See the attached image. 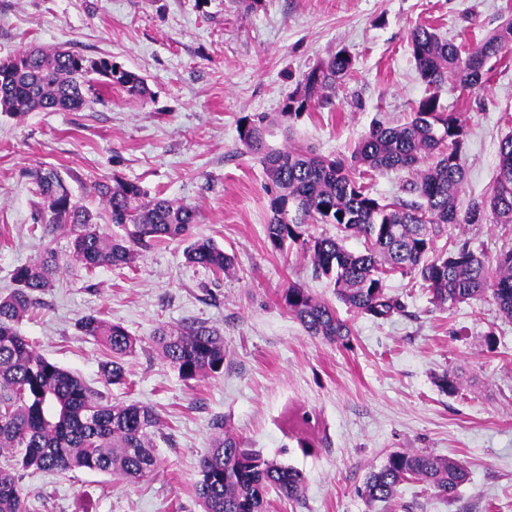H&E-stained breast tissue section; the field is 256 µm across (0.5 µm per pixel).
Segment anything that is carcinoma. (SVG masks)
Wrapping results in <instances>:
<instances>
[{
    "mask_svg": "<svg viewBox=\"0 0 512 512\" xmlns=\"http://www.w3.org/2000/svg\"><path fill=\"white\" fill-rule=\"evenodd\" d=\"M411 54L426 84V95L411 107L409 119L396 126L374 124L348 158H329L288 143L269 149L266 116H245L238 126L242 147L256 155L270 191L271 216L266 226L271 248L294 247L308 259L316 275L333 284L336 298L362 315L388 320L404 312V304L387 291L386 280L399 273L414 275L438 306H454L488 296L498 312L512 318V249L500 254L495 272L468 242L436 250V241L456 224H512V135L499 148L489 196L460 208L467 170L463 162L466 124L462 115L441 102L452 80L463 88L481 87L494 66L512 54V19L467 52L440 37L426 23L411 31ZM354 68L345 49L302 75L288 95L281 117L303 116L316 98L336 89ZM118 87L131 100L149 95L146 79L115 70L110 59H91L63 47H29L0 60V112L22 117L29 112H79L97 86ZM403 171L402 191L410 198L375 197L366 177ZM36 185L37 222L43 233L67 234L71 258L91 274L101 267L123 268L143 252L165 242L186 241L188 263L221 279L234 266V256L214 240L193 234L197 207L160 195L150 196L136 182L117 174L94 182L102 212L75 200L57 169L30 172ZM113 224L112 235L101 223ZM312 224H332L363 240L364 249L348 250L342 240L309 231ZM68 263L47 247L36 260L16 266L15 285L0 295V512H29L19 485L29 469L61 473H108L130 482L151 476L158 460L153 441L160 422L153 409L138 403H115L81 377L50 360L18 331L38 297L54 286ZM280 301L310 336L344 341L352 335L334 307L306 288L290 284ZM81 335L106 350L100 362L106 386L127 382L128 358L142 340L119 323L95 311L78 323ZM156 354L185 381H201L224 371L221 330L202 321L160 325L153 336ZM217 434L199 462L193 494L202 512H269L270 491L299 501L304 476L297 469L265 458L213 422ZM468 480L457 460L405 449L389 454L366 475L358 493L368 502L391 501L400 485L423 482L436 496L453 501Z\"/></svg>",
    "mask_w": 512,
    "mask_h": 512,
    "instance_id": "cac0c4a2",
    "label": "carcinoma"
}]
</instances>
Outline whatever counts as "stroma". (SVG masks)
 <instances>
[{
    "label": "stroma",
    "instance_id": "obj_1",
    "mask_svg": "<svg viewBox=\"0 0 512 512\" xmlns=\"http://www.w3.org/2000/svg\"><path fill=\"white\" fill-rule=\"evenodd\" d=\"M510 19L512 0H262L253 11L243 0H0V60L63 46L112 59L150 89L139 101L106 90L80 112H0V294L44 247L70 252L66 236L34 228L26 172L40 167L71 171L73 194L89 206L93 181L113 173L195 205V235L235 257L217 280L173 241L121 269L70 268L41 295L20 333L110 400L152 407L160 426L151 477L29 470L20 486L31 512H200L192 487L217 418L303 474V499L271 495V512H512V320L489 299L437 306L419 280L398 275L386 284L405 311L392 319L338 304L307 259L268 245L266 176L238 140L240 119L262 114L269 148L290 140L350 156L373 121L402 123L426 93L409 47L415 24L430 21L472 47ZM342 48L354 58L351 75L285 127L288 94ZM442 102L466 120V205L489 195L500 142L512 134V63L496 65L480 88L448 83ZM459 240L491 264L512 248V224L452 227L436 247ZM291 283L335 304L352 327L348 344L304 331L280 301ZM93 311L142 340L128 360L130 387L101 385L104 348L76 329ZM186 320L223 331V373L186 382L157 356L156 327ZM445 374L458 379L457 392L442 391ZM406 448L465 464L457 500L419 482L401 485L384 507L358 495L371 468Z\"/></svg>",
    "mask_w": 512,
    "mask_h": 512
}]
</instances>
